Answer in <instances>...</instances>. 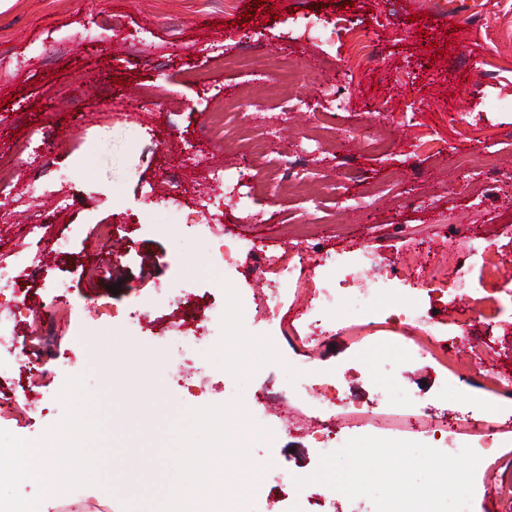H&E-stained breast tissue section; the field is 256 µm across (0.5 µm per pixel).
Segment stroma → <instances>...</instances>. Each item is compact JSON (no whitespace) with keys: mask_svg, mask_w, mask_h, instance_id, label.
<instances>
[{"mask_svg":"<svg viewBox=\"0 0 512 512\" xmlns=\"http://www.w3.org/2000/svg\"><path fill=\"white\" fill-rule=\"evenodd\" d=\"M276 16L244 20L254 0H11L0 9V159L14 161L13 194L0 199V258L14 262V304L40 308L37 322L17 325L18 351L39 364L19 367L0 355V501L37 502L41 484L9 476L11 450L43 445L64 424L83 426L86 478L50 512H122V499H159L172 469L161 450L185 408L229 401L234 379L206 365L185 386L167 366L190 352L180 337L156 340L172 323L199 322L204 296L223 300L225 276L238 291L243 322L269 335L283 365L256 372L244 391L269 439L252 449L268 463L249 512H384L387 486L376 475H402L404 493L428 492L436 512H512V0H268ZM345 18L374 34L369 56L351 35H335ZM245 59L227 69L213 53ZM301 59L306 78L279 79L264 60ZM348 64L350 85L336 80ZM239 106L224 119L223 138L208 131L225 95ZM288 120L268 126L267 116ZM463 112L480 113L475 123ZM47 137L54 164L17 162L21 142ZM263 142L265 177L226 206L228 236L200 235L148 210L147 192L176 187L192 213L210 166L236 172L239 157ZM483 143L480 167L501 192L475 201L462 158ZM309 166L315 190L289 181L283 156ZM57 183L70 202L67 222L34 238V214L54 208L44 191ZM150 211L135 247L102 240L103 224ZM493 242L491 261L474 259L464 299L448 279L469 233ZM70 242L62 253L54 241ZM249 238L220 270L212 253L225 238ZM309 240L310 251L296 243ZM370 247L374 262L340 308L311 311L317 266L326 253ZM306 256L299 277L286 268ZM110 278L90 280L93 265ZM394 286L377 301V322L357 318L359 291ZM66 288H58V281ZM282 285L277 317L256 314L259 299ZM118 293H111V286ZM186 294L183 304L161 293ZM491 299L470 318L475 300ZM418 301L431 325L402 319ZM151 307L154 337L140 335L128 313ZM321 320L327 333L315 336ZM301 370L289 383L284 365ZM337 382L336 397L318 392ZM275 393L270 411L255 404ZM389 406L384 430L362 426L356 409ZM344 426L341 442L323 446L317 428ZM457 429L456 445L432 435ZM494 444L473 457L482 428ZM459 471L465 489L447 496L429 484L430 468Z\"/></svg>","mask_w":512,"mask_h":512,"instance_id":"35a3bbf8","label":"stroma"}]
</instances>
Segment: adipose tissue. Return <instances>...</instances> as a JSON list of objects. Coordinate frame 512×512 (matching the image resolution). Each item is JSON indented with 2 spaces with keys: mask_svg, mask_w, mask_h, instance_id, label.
Listing matches in <instances>:
<instances>
[{
  "mask_svg": "<svg viewBox=\"0 0 512 512\" xmlns=\"http://www.w3.org/2000/svg\"><path fill=\"white\" fill-rule=\"evenodd\" d=\"M67 428H60L55 438L39 451L19 448L15 451L16 466L14 476L20 481L39 480L46 487V501L24 508L23 512H47L63 500L67 487V475H78L83 466L73 462L68 473H60L54 466V461L67 453Z\"/></svg>",
  "mask_w": 512,
  "mask_h": 512,
  "instance_id": "1",
  "label": "adipose tissue"
}]
</instances>
